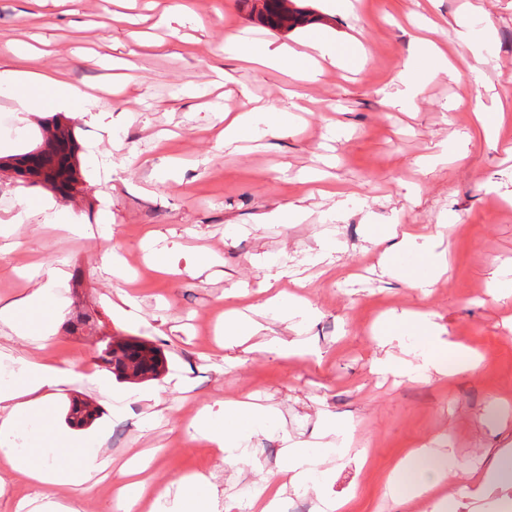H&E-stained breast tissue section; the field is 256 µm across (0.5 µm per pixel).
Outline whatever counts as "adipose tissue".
Returning <instances> with one entry per match:
<instances>
[{
  "instance_id": "ef3b65f1",
  "label": "adipose tissue",
  "mask_w": 512,
  "mask_h": 512,
  "mask_svg": "<svg viewBox=\"0 0 512 512\" xmlns=\"http://www.w3.org/2000/svg\"><path fill=\"white\" fill-rule=\"evenodd\" d=\"M235 52L250 61L266 66L288 69L314 79L320 63L334 66L347 63L345 52L323 39L311 42V51L301 54L279 45H263L254 50L247 37L237 35L231 40ZM9 53L25 61L22 69L6 70L9 95L20 112H42L51 108L68 110L78 108L88 114L90 101L85 94L71 85L62 75L40 71L37 67L39 50L27 43L16 42L9 46ZM274 280L283 287L267 304L285 321L302 324L311 314L310 307L301 299L285 292V285L301 286L295 271L279 269ZM63 283L61 270L52 269L48 279L30 295L0 309V321L7 324L20 337L36 331L35 314L55 313L59 302L56 290ZM414 335L417 363L404 360L389 361V368L411 371L425 376L430 371H442L441 357L447 356L457 364L475 368L476 363L462 345L444 341L438 336L431 321L423 316L405 315L400 319ZM61 371L37 360H29L21 368L18 380L11 385H0V466L9 469L17 479L28 484L59 489L77 488L86 484L101 462L71 437L56 432L48 437H33L28 448L16 446L18 436L30 423L32 415L48 417V401L33 403L28 394L58 383ZM269 417L263 410L244 400L225 401L221 413L203 408L193 417L187 432L189 440H201L216 448L225 464L231 465L249 452V442L254 434L267 428ZM152 461L151 456H136L121 466L113 479L114 502L117 512H138L142 502H149L151 512H216L217 495L204 475L187 474L176 486H157L142 477ZM281 470L289 476L290 487L300 488L310 484L323 459L310 454L299 443L283 448ZM458 465L452 453L442 455L427 448H413L399 459L388 476V484L395 491L397 502L415 498L431 501L433 512H446L448 503L436 497L435 490ZM512 487V448H505L476 482L462 495V512H487L490 495L499 488Z\"/></svg>"
}]
</instances>
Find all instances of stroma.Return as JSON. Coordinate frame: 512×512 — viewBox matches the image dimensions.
<instances>
[{"label": "stroma", "instance_id": "obj_1", "mask_svg": "<svg viewBox=\"0 0 512 512\" xmlns=\"http://www.w3.org/2000/svg\"><path fill=\"white\" fill-rule=\"evenodd\" d=\"M296 3L314 21L287 31L262 23L243 0H157L131 24L110 20L107 0H0V48L25 41L43 49L40 68L96 98L92 117L71 123L78 200L0 171V226L10 230L0 236V266L44 264L66 274L51 345L0 323V367L37 359L63 369L44 432L69 428L70 399L92 403L100 418L72 430L85 447L116 466L160 449L157 481L206 475L230 512H246L262 482L278 479L285 440L322 446L330 421L350 425V446L328 460L332 477L287 490V498L308 499L310 512L326 499L347 501L346 512H413V503H394L386 481L398 459L424 445L458 457L444 485L454 502L499 449L512 448V294L493 286L512 279V119L488 134L473 113L477 104L512 107V0ZM476 6L493 19L492 35ZM464 15L468 42L458 34ZM426 16L438 22L432 37L455 70L439 72L431 60L414 103L389 106L427 35ZM241 31L299 52L318 36L359 41L367 61L353 71L328 64L317 81L302 82L239 59L226 42ZM486 38L490 51L476 75L475 44ZM76 47L82 57L73 56ZM106 54L127 68L108 69ZM292 91L307 109L287 128L272 133L258 122L233 144L217 143L225 112L250 98L285 111ZM0 114L9 124L0 143H15L20 154L51 117L15 111L5 95ZM314 171L346 190L343 204L309 192L304 179ZM39 198L52 208L27 215L24 201ZM59 211L80 233L57 223ZM374 224L434 236L448 269L429 292L411 285L427 274L425 257L409 251L384 265L382 247L367 240ZM148 234L172 249L176 272L147 265ZM324 248L334 251L335 273L312 263ZM283 265L309 275L299 294L313 314L296 329L272 311L258 320L265 340L301 341L303 354L218 346L225 311L263 303ZM242 286L248 299L231 298ZM407 312L428 314L444 338L478 351L480 366L419 380L375 372L386 356L409 358L408 331L394 330L388 344L379 333ZM82 313L92 328H72ZM130 336L160 349L165 369L156 379L125 382L98 361L102 338ZM115 391L133 398L116 408ZM250 393L272 425L253 436L249 457L229 466L205 442L185 438L197 410ZM60 500L71 512H111L109 471Z\"/></svg>", "mask_w": 512, "mask_h": 512}]
</instances>
